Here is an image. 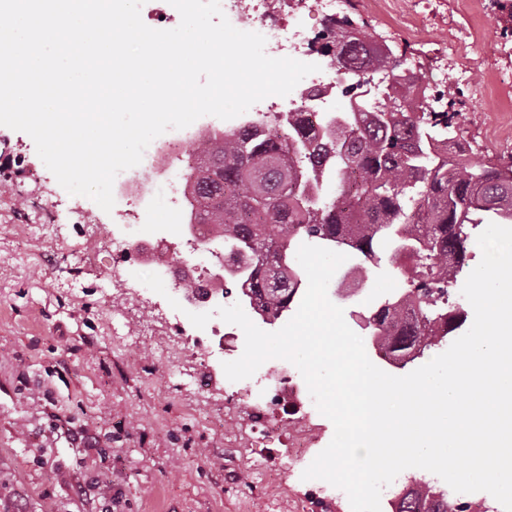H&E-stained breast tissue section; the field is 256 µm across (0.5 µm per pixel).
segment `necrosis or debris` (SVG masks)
Listing matches in <instances>:
<instances>
[{
  "instance_id": "1",
  "label": "necrosis or debris",
  "mask_w": 512,
  "mask_h": 512,
  "mask_svg": "<svg viewBox=\"0 0 512 512\" xmlns=\"http://www.w3.org/2000/svg\"><path fill=\"white\" fill-rule=\"evenodd\" d=\"M221 7L236 29L265 37L268 56L315 63L318 72L306 76L288 96L267 97L233 119L208 115L186 128L168 130L148 145L137 169L117 175L112 209V253L116 258L136 263L145 255H152L158 275L170 276L176 294L184 297L205 292L206 297L197 308L211 315L203 330L207 337L203 353L211 368L236 360L243 353L239 344L241 328L215 314L218 307L237 303L226 287L237 280L240 268L223 242L215 240L209 225L197 221V204L188 192L197 144L227 130L271 123L291 112L305 113L311 120L328 125L336 120L331 107L336 97L362 96L366 110L376 112L392 94L384 82L371 83L363 91L338 75L324 47L322 30L309 27L305 21L306 14L313 12L324 23H331L347 10V0H221ZM159 175L169 193V211L175 227L171 233L150 221L155 178ZM74 223L81 225L85 244H92L102 234L101 225L92 219L84 201L64 209L54 208L48 230L65 243L71 238L70 226ZM224 400L246 404L254 432L262 441L278 431L283 421L306 430L319 427L324 420L299 370L282 359L266 361L250 378L225 381Z\"/></svg>"
}]
</instances>
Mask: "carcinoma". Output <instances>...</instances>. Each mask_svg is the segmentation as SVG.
I'll return each mask as SVG.
<instances>
[{"label": "carcinoma", "instance_id": "cac0c4a2", "mask_svg": "<svg viewBox=\"0 0 512 512\" xmlns=\"http://www.w3.org/2000/svg\"><path fill=\"white\" fill-rule=\"evenodd\" d=\"M351 26L347 13L330 26L336 67L362 81L368 70L391 66L384 49L350 33ZM414 89L397 81L399 111L334 129L318 132L296 114L273 135L233 130L198 145V223L223 226L224 245L258 266L236 287L264 301V314L291 307L297 273L290 254L306 238L346 248L363 263L412 260L408 301L373 308L381 324L371 335L384 348L423 353L442 342L436 324L443 318L450 333L462 327L464 315L443 309L441 300L467 264L471 231L512 223V163L473 165L452 156L439 133L456 123V101L428 112ZM423 499L428 492L421 489L395 512H422ZM432 512L473 510L442 496Z\"/></svg>", "mask_w": 512, "mask_h": 512}]
</instances>
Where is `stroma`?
Here are the masks:
<instances>
[{"mask_svg": "<svg viewBox=\"0 0 512 512\" xmlns=\"http://www.w3.org/2000/svg\"><path fill=\"white\" fill-rule=\"evenodd\" d=\"M357 34L413 59L430 93H453L454 151L485 166L512 160V13L504 0H395L410 22L386 36L385 15L352 0ZM472 25L476 37L464 61L469 86L434 82V59L420 55L418 34L447 45L452 29ZM0 512H347L322 498L319 480L280 478L293 434L283 426L264 468L253 467L251 421L243 408L214 418L224 399V374L208 380L210 398L189 378L200 373L201 351L184 340L177 360L165 358L141 324L178 312L155 292L141 317L132 300L112 288L150 272L148 264L117 266L112 216L94 208L103 235L91 256L56 241L47 223L38 175L44 169L32 138L0 126ZM330 300L350 328L368 314L384 285L400 281L388 262L360 279L334 274ZM103 450L84 448L80 434Z\"/></svg>", "mask_w": 512, "mask_h": 512, "instance_id": "35a3bbf8", "label": "stroma"}]
</instances>
